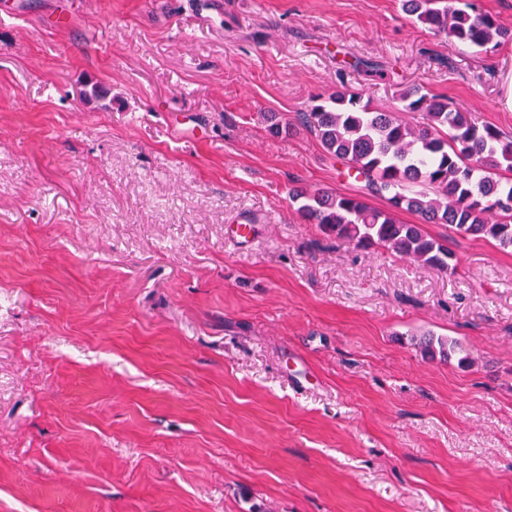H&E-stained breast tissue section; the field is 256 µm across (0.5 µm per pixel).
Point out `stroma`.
I'll return each instance as SVG.
<instances>
[{
	"label": "stroma",
	"mask_w": 512,
	"mask_h": 512,
	"mask_svg": "<svg viewBox=\"0 0 512 512\" xmlns=\"http://www.w3.org/2000/svg\"><path fill=\"white\" fill-rule=\"evenodd\" d=\"M410 84L512 138V44L400 0H0V512H512V248L427 225L451 275L290 197L386 208L297 117L418 124ZM411 345L419 349L420 353L431 359L439 357L444 361L457 359L460 366H467L470 362L469 354L459 341L445 336H436L431 332H424L419 336L412 335Z\"/></svg>",
	"instance_id": "obj_1"
}]
</instances>
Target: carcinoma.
<instances>
[{
	"label": "carcinoma",
	"mask_w": 512,
	"mask_h": 512,
	"mask_svg": "<svg viewBox=\"0 0 512 512\" xmlns=\"http://www.w3.org/2000/svg\"><path fill=\"white\" fill-rule=\"evenodd\" d=\"M414 22L449 41L477 50L512 43V29L489 11L454 0H401ZM407 112L423 122L410 125L394 112L362 103L345 87L327 98L314 96L301 124L323 148L344 161L368 190L386 198L375 208L362 198L322 189L292 191L297 211L310 224L363 248L394 252L453 275L458 259L448 246L426 232V224H446L459 234L492 239L512 248V140L490 125H478L466 112L450 108L448 99L419 85L399 94ZM409 212L419 223L407 224L397 214ZM411 345L431 359L470 362L459 341L431 332L413 335Z\"/></svg>",
	"instance_id": "carcinoma-1"
}]
</instances>
